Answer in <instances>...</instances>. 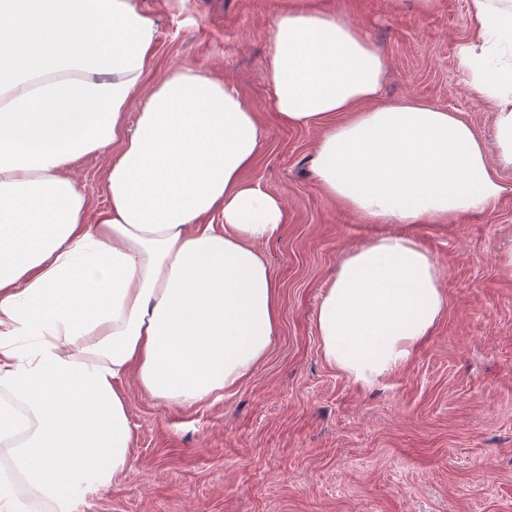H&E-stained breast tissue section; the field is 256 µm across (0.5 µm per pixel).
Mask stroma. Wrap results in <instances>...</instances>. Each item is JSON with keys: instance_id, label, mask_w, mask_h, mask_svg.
Segmentation results:
<instances>
[{"instance_id": "1", "label": "stroma", "mask_w": 512, "mask_h": 512, "mask_svg": "<svg viewBox=\"0 0 512 512\" xmlns=\"http://www.w3.org/2000/svg\"><path fill=\"white\" fill-rule=\"evenodd\" d=\"M295 4L365 31L390 67L387 102L416 98L494 144V114L457 64L469 0H140L156 24L148 82L190 64L236 84L265 131L248 180L286 219L262 250L280 291L278 335L222 398L167 405L127 381L130 473L78 512H512V169L496 206L412 227L440 268L448 306L384 384L350 383L323 359L315 316L340 259L376 224L325 197L319 133L279 123L263 73L274 15Z\"/></svg>"}]
</instances>
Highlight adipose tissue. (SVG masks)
I'll return each mask as SVG.
<instances>
[{
	"label": "adipose tissue",
	"instance_id": "ef3b65f1",
	"mask_svg": "<svg viewBox=\"0 0 512 512\" xmlns=\"http://www.w3.org/2000/svg\"><path fill=\"white\" fill-rule=\"evenodd\" d=\"M458 65L496 114L489 158L460 115L381 101L384 53L334 14L278 12L264 60L272 109L319 130L322 192L364 224H452L495 207L512 166V0H469ZM153 20L138 0H0V442L52 512L126 473L122 387L193 405L245 380L278 332L260 249L282 199L246 179L264 141L237 87L191 65L148 86ZM108 157V203L73 174ZM414 235L384 232L340 261L320 300L323 358L371 388L447 307Z\"/></svg>",
	"mask_w": 512,
	"mask_h": 512
}]
</instances>
